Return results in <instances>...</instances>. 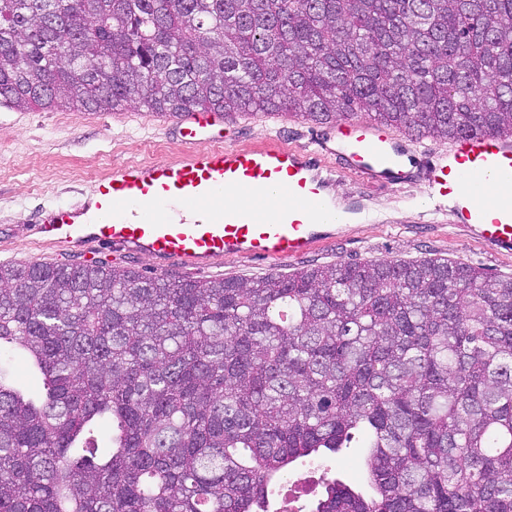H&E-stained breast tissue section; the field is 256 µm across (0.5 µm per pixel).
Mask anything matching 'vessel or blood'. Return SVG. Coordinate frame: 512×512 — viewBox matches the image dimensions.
Wrapping results in <instances>:
<instances>
[{
    "mask_svg": "<svg viewBox=\"0 0 512 512\" xmlns=\"http://www.w3.org/2000/svg\"><path fill=\"white\" fill-rule=\"evenodd\" d=\"M220 123L215 114L195 118L179 130L191 147L185 158L127 166L95 183L93 204L45 211L35 229L39 242L205 270L224 257L298 258L332 237L327 190L336 179L322 176L319 150L277 136L259 145L197 149L199 130ZM334 138L343 168L393 185L421 176L431 198L453 202L466 231L512 254V138H457L434 160L411 153L375 121L337 125Z\"/></svg>",
    "mask_w": 512,
    "mask_h": 512,
    "instance_id": "vessel-or-blood-1",
    "label": "vessel or blood"
}]
</instances>
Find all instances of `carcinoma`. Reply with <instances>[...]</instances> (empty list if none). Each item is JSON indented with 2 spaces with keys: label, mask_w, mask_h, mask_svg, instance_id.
Returning a JSON list of instances; mask_svg holds the SVG:
<instances>
[{
  "label": "carcinoma",
  "mask_w": 512,
  "mask_h": 512,
  "mask_svg": "<svg viewBox=\"0 0 512 512\" xmlns=\"http://www.w3.org/2000/svg\"><path fill=\"white\" fill-rule=\"evenodd\" d=\"M0 99L512 137V0H0ZM357 437L372 494L334 480L312 512H512V277L0 264V512H268Z\"/></svg>",
  "instance_id": "1"
}]
</instances>
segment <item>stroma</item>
Listing matches in <instances>:
<instances>
[{
	"instance_id": "stroma-1",
	"label": "stroma",
	"mask_w": 512,
	"mask_h": 512,
	"mask_svg": "<svg viewBox=\"0 0 512 512\" xmlns=\"http://www.w3.org/2000/svg\"><path fill=\"white\" fill-rule=\"evenodd\" d=\"M240 127L224 132L225 141L257 145L279 135L293 145H311L328 127L284 118L241 115ZM187 153L179 135L166 131L159 115L134 109L114 113L54 110L18 111L0 104V263L42 261L81 264L84 255L45 248L32 230L42 209L84 201L95 182L126 166L155 159L176 160ZM332 197L350 218L333 241L292 261L217 260L206 270L169 267V275L199 280L288 275L336 261L403 260L442 257L512 277V254L478 243L455 224L447 200L430 201L421 184L372 183L352 173L336 176ZM292 476L338 479L362 494L370 488L362 475L360 451L320 454L292 467Z\"/></svg>"
}]
</instances>
